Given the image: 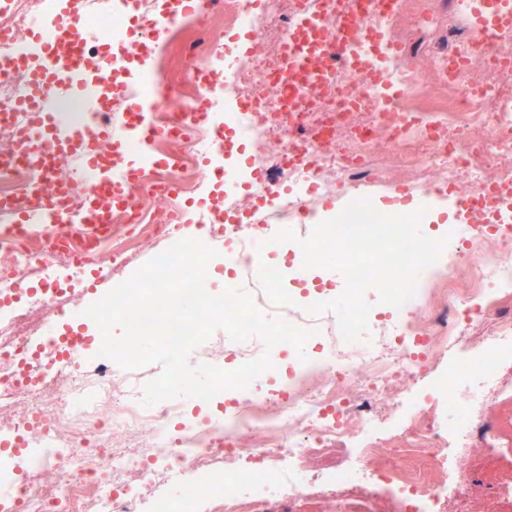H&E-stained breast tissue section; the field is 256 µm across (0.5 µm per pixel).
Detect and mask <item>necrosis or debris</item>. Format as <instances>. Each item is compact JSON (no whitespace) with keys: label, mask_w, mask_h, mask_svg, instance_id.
<instances>
[{"label":"necrosis or debris","mask_w":512,"mask_h":512,"mask_svg":"<svg viewBox=\"0 0 512 512\" xmlns=\"http://www.w3.org/2000/svg\"><path fill=\"white\" fill-rule=\"evenodd\" d=\"M213 3L224 15L220 36L209 11L168 20L158 0H131L125 15L78 0L97 40L71 54L90 72L144 54L186 64L181 76L140 78L159 86L151 123L166 167L113 191L94 189L63 149L45 172L30 169L20 103L35 60L23 51L52 3L0 0V199H56L74 213L91 200L110 215L92 246L77 235L51 252L38 236L0 235V438L24 445L26 472L0 471V512H268L269 500L310 498L323 512H512V486L490 492L472 478L495 439L484 416L512 359V220L502 212L512 201V92L503 90L512 27L476 21L467 0L447 13L433 0H262L258 16L249 0ZM340 15L373 33L381 78L322 55ZM302 22L315 40L289 44ZM254 26L251 48L238 52L234 33ZM424 33L427 47L412 55L410 37ZM217 81L246 103L220 141L197 109ZM217 149L242 151L249 179L203 213V243L229 242L232 288L248 282L266 316L315 330L321 355L299 361L283 392L237 390L218 420L174 433L187 398L142 403L157 368L121 369L49 331L89 305L84 289L58 287L59 270L92 264L118 284L139 249L163 252L181 239ZM398 188L453 194L469 204L472 225L390 321L348 343L334 312L309 313L278 269L260 268L261 245L286 225L310 233L326 200ZM443 359L441 428L431 404L411 406L408 395ZM347 442L357 453L341 467Z\"/></svg>","instance_id":"1"}]
</instances>
